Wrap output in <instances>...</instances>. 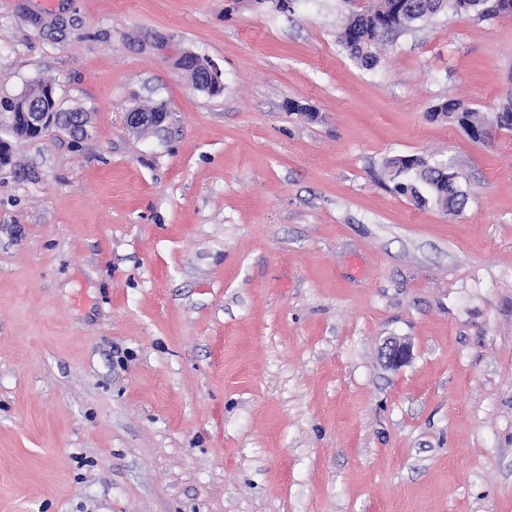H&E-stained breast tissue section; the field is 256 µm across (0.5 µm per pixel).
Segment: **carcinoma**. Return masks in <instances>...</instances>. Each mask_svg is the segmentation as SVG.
Returning <instances> with one entry per match:
<instances>
[{"instance_id":"cac0c4a2","label":"carcinoma","mask_w":512,"mask_h":512,"mask_svg":"<svg viewBox=\"0 0 512 512\" xmlns=\"http://www.w3.org/2000/svg\"><path fill=\"white\" fill-rule=\"evenodd\" d=\"M369 0L368 5L348 17L340 32L339 42L349 55L364 67L377 62L376 48L389 34L405 29L413 23L441 13L462 18L471 13L480 16L512 14V0ZM53 85L45 81L30 84L25 91L9 100L1 98L6 106L21 110L32 96L45 94ZM429 117L461 127L467 136L478 141V134L486 130L480 114L458 100H444L427 109ZM385 166L394 181V192L409 198L420 207L435 204L445 209L460 208L466 194L461 190L459 173L444 162L433 163L417 155H397L386 160Z\"/></svg>"}]
</instances>
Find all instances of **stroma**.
Returning <instances> with one entry per match:
<instances>
[{
    "instance_id": "stroma-1",
    "label": "stroma",
    "mask_w": 512,
    "mask_h": 512,
    "mask_svg": "<svg viewBox=\"0 0 512 512\" xmlns=\"http://www.w3.org/2000/svg\"><path fill=\"white\" fill-rule=\"evenodd\" d=\"M350 10L0 0V97L48 80L88 119L0 131V512H512V131L426 117L512 100V15L366 69ZM395 155L464 207L394 194ZM201 70L198 74L197 81L195 84L196 88H215L222 87L217 89H212L208 93L211 95H216L221 93L224 90V77L223 72L217 68L213 63L205 62L200 60ZM427 113L432 120L457 124L475 142L484 141L477 137L478 134L486 130L484 118L477 111L458 100H444L435 103L427 109ZM167 112L168 109L165 103H161L156 106L153 112L133 110L131 112H127L126 124L131 130L136 132L155 130L158 129L166 120ZM385 166L394 181V192L409 198L419 207L430 203L445 209L460 208L466 194L461 190L459 173L447 163L428 160L417 155H397Z\"/></svg>"
}]
</instances>
